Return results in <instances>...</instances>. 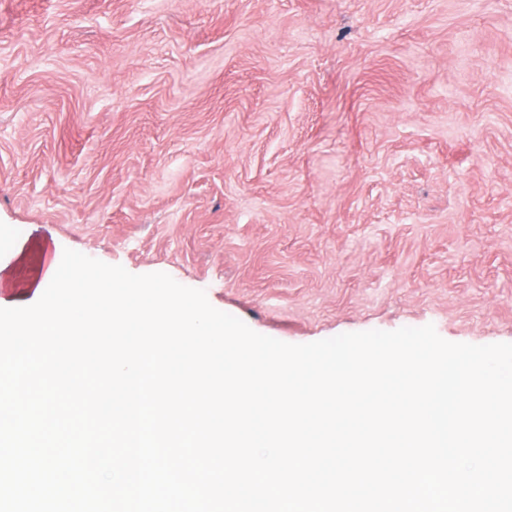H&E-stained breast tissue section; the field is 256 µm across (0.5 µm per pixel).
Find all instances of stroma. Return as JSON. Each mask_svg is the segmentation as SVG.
Masks as SVG:
<instances>
[{
    "instance_id": "35a3bbf8",
    "label": "stroma",
    "mask_w": 512,
    "mask_h": 512,
    "mask_svg": "<svg viewBox=\"0 0 512 512\" xmlns=\"http://www.w3.org/2000/svg\"><path fill=\"white\" fill-rule=\"evenodd\" d=\"M306 344L512 343V0H0V252Z\"/></svg>"
}]
</instances>
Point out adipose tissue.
Wrapping results in <instances>:
<instances>
[{
    "label": "adipose tissue",
    "mask_w": 512,
    "mask_h": 512,
    "mask_svg": "<svg viewBox=\"0 0 512 512\" xmlns=\"http://www.w3.org/2000/svg\"><path fill=\"white\" fill-rule=\"evenodd\" d=\"M51 264L46 244L14 242L6 254H0V298L18 303L32 299Z\"/></svg>",
    "instance_id": "obj_1"
}]
</instances>
